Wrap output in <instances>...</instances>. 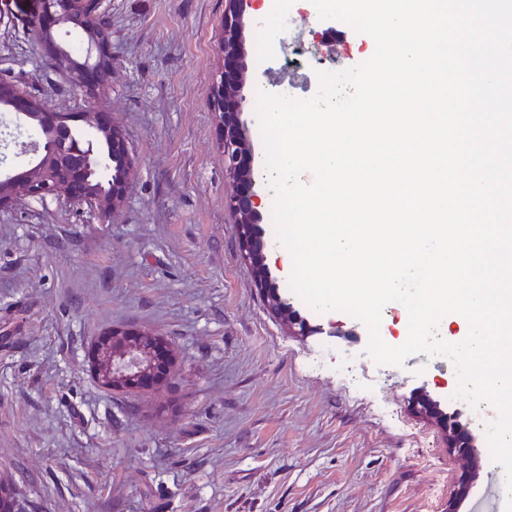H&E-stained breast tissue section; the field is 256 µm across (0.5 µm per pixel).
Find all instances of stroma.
I'll return each mask as SVG.
<instances>
[{"label": "stroma", "instance_id": "35a3bbf8", "mask_svg": "<svg viewBox=\"0 0 512 512\" xmlns=\"http://www.w3.org/2000/svg\"><path fill=\"white\" fill-rule=\"evenodd\" d=\"M224 7L104 0L112 74L90 101L36 39L39 0H0V76L52 111L111 113L136 163L107 221L50 198L0 208V480L23 512H445L468 460L412 401L447 402L455 363H376L349 315L301 304L276 262L315 328L291 335L241 257L211 107ZM258 33L269 48L247 52L251 103L315 96L320 73L361 64L371 41L310 0H268L247 25ZM245 117L270 251L276 191L255 109ZM113 328L171 340L160 398L95 382L88 350Z\"/></svg>", "mask_w": 512, "mask_h": 512}]
</instances>
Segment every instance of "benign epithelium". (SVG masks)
Masks as SVG:
<instances>
[{"instance_id": "obj_1", "label": "benign epithelium", "mask_w": 512, "mask_h": 512, "mask_svg": "<svg viewBox=\"0 0 512 512\" xmlns=\"http://www.w3.org/2000/svg\"><path fill=\"white\" fill-rule=\"evenodd\" d=\"M258 2L226 0L219 42L224 72L216 86V107L223 132L224 169L235 185L225 206L237 224L244 262L252 268L259 282L273 288L276 282L264 254L261 212L254 191L252 149L247 123L243 119L246 103L243 89L249 73L245 50L246 17L257 9ZM102 3L103 0H42V22L36 29L37 38L49 51L50 64L67 72L73 86L89 99L94 98L103 85L98 71L104 69L112 73L109 35L100 21ZM68 26L79 27L86 34V54L96 59L98 67L81 68L74 58L59 53L56 33ZM3 98L9 101L12 112L20 110L26 115L39 110L44 122L57 124L60 121L59 115L47 110L40 100L22 95L8 79H0V99ZM83 120L94 130L115 128L112 116L91 108L83 113ZM112 157L120 159L124 175L107 192L89 190L84 178L87 170L101 167L105 160L86 157L77 151L69 168L57 177L51 176L45 168L37 167L1 179L8 190L0 192V207L26 199L53 197L88 204L103 216L112 214L123 203L135 174V160L125 138L112 136ZM88 356L94 380L103 388L116 392L152 391L167 381L176 365L175 350L166 337L138 330L112 329L92 342ZM416 407L419 413L444 428L449 448L478 462L474 437L462 423L447 418L436 400L425 392L417 397ZM474 478L473 470L460 477L458 496L448 502L447 512H458L459 500L467 496Z\"/></svg>"}]
</instances>
